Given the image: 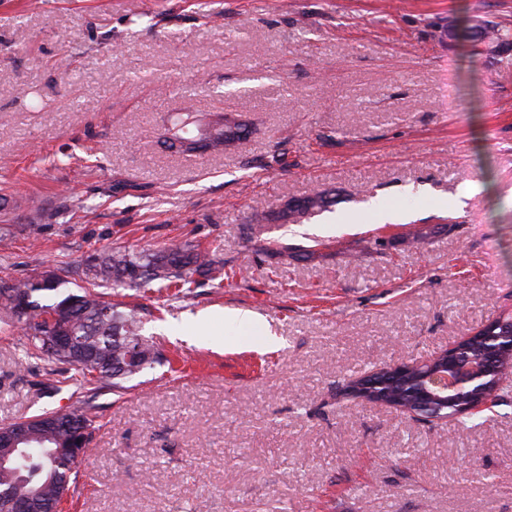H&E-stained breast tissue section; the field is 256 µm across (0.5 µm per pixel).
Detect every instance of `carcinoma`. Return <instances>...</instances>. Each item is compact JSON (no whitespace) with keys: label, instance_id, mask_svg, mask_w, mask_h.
<instances>
[{"label":"carcinoma","instance_id":"carcinoma-1","mask_svg":"<svg viewBox=\"0 0 512 512\" xmlns=\"http://www.w3.org/2000/svg\"><path fill=\"white\" fill-rule=\"evenodd\" d=\"M200 126L199 120L187 112L174 120L168 132L175 139H189ZM234 145L235 142L224 138V129L220 128L205 143L204 150L220 152ZM332 203V198L326 193L315 191L289 201L277 219L300 223ZM222 265L213 250L170 244L157 251L130 253L114 250L95 255L88 261L84 279L96 289L116 283L131 287L155 283L161 289L174 287L189 293L196 287L195 276L207 277L220 270ZM60 285L61 279L53 275L36 280H18L0 287V319L6 322L19 320L16 300L28 299L31 313L26 321L32 338L30 355L75 370L70 381L76 390L90 387L122 390L124 383L166 360L156 342L141 334V321L134 313L118 310L117 305L95 291L64 295L59 291ZM49 318L54 325L69 329L81 339V348L77 351L53 348L46 330ZM386 380L387 371L382 368L375 377V385L360 391L359 398L367 402L382 399L400 412L413 411L422 418L431 413V409L415 403L411 389L416 386V375L408 376L398 385H390ZM484 397L492 407L503 402L502 395L498 393V383L492 375L448 404V416L459 420L475 417L476 412L470 407ZM82 423L94 429V420L83 406L74 407L63 418L57 417L55 412H45L26 419L24 424L35 431L38 439L34 447L27 449L26 454L11 467L12 473L0 472V496L32 498L36 501V512H57L77 476L79 459L58 454L56 450L70 443Z\"/></svg>","mask_w":512,"mask_h":512}]
</instances>
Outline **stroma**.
<instances>
[{
    "instance_id": "obj_1",
    "label": "stroma",
    "mask_w": 512,
    "mask_h": 512,
    "mask_svg": "<svg viewBox=\"0 0 512 512\" xmlns=\"http://www.w3.org/2000/svg\"><path fill=\"white\" fill-rule=\"evenodd\" d=\"M187 104L246 137L172 152ZM174 242L224 280L106 289L171 360L125 391L0 322V426L96 421L66 512H512V370L466 424L336 397L512 312V0H0V284ZM239 120L232 115L225 114L224 115V127H221L216 131V134L208 139L207 143H205V146H203L204 151H210V152H220L222 150L229 149L233 147L237 142L242 140V137L247 133V127L244 125V132L241 136L238 137L237 140L228 142L226 138H224V133H227V128L230 126H233L234 123L238 122ZM332 203V198L325 192L315 191L306 197L289 201L277 218L278 220L300 223L304 219L325 210Z\"/></svg>"
}]
</instances>
